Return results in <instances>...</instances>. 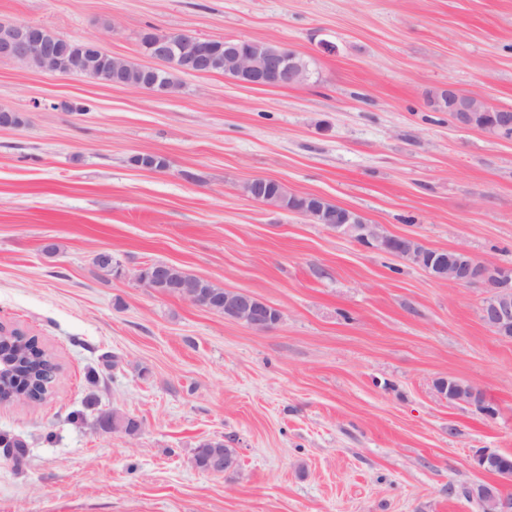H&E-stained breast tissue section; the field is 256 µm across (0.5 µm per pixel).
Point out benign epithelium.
<instances>
[{
	"label": "benign epithelium",
	"mask_w": 512,
	"mask_h": 512,
	"mask_svg": "<svg viewBox=\"0 0 512 512\" xmlns=\"http://www.w3.org/2000/svg\"><path fill=\"white\" fill-rule=\"evenodd\" d=\"M144 41L146 55L157 65L144 66L117 57L112 84L132 86L153 94L156 70L172 58L187 63L191 72L198 74H210L221 66L234 73L238 82L252 86H300L310 79L309 72L295 62V51L281 43L269 53L245 52L226 45L221 58L208 39L193 33H173L164 41H155L147 35ZM53 52V45L44 35L42 26L33 23L0 24V59L31 65L37 59L53 58ZM444 95L448 98L451 118L458 126L471 128L475 118L483 115L489 118L484 132L490 137L505 140L512 135L511 108L494 106L477 94H462L451 85L444 88ZM266 180L265 176H255L242 186V192L255 202L277 209L279 205L265 192ZM340 215L341 223L326 225L329 231L348 237L362 247L408 260L425 269L437 282L489 289L491 300L482 306L480 318L494 334L512 339L511 267L479 260L460 248L448 251L445 258L442 252L426 247L415 238L387 233L382 225L367 222L358 211L346 209ZM167 276L168 265L149 263L137 269L135 280L157 293L166 283ZM181 297L257 332L269 331L283 320L280 309L242 291L226 290L222 295L204 296L196 289L183 288ZM434 389L446 401L468 405L487 417L495 414V409L480 389L453 375L437 378ZM498 458L499 453L489 448H480L472 455L473 467L496 477V482L478 484L470 490V497L484 512H512V500L501 493V487L512 484V468L498 463Z\"/></svg>",
	"instance_id": "7a95c632"
}]
</instances>
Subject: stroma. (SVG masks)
I'll return each mask as SVG.
<instances>
[{"mask_svg": "<svg viewBox=\"0 0 512 512\" xmlns=\"http://www.w3.org/2000/svg\"><path fill=\"white\" fill-rule=\"evenodd\" d=\"M145 62L148 28L275 41L304 86L179 76L160 96L0 60V323L59 366L36 403H0V512H480L479 448L512 456V340L483 288L440 283L299 214L243 196L256 175L389 233L512 267V141L434 110L445 85L512 108V0H0ZM333 51H324V43ZM158 154L162 171L131 156ZM110 252L121 276L100 272ZM181 266L279 308L259 333L133 279ZM473 384L486 417L440 399ZM138 420L129 436L100 413ZM224 440L240 462L195 469ZM434 389L441 399L468 405L487 417L495 414V409L487 402L480 389L462 382L453 375L437 378ZM216 451H220L223 455L224 452L227 455H233V449L229 448L227 444H224V440H204L201 441L193 450L191 458L192 465L203 472H207L212 455ZM234 471L237 472L238 469L235 470V466L232 463H228L226 459H224V464L219 461L214 462L209 469V472L215 475H226Z\"/></svg>", "mask_w": 512, "mask_h": 512, "instance_id": "35a3bbf8", "label": "stroma"}]
</instances>
